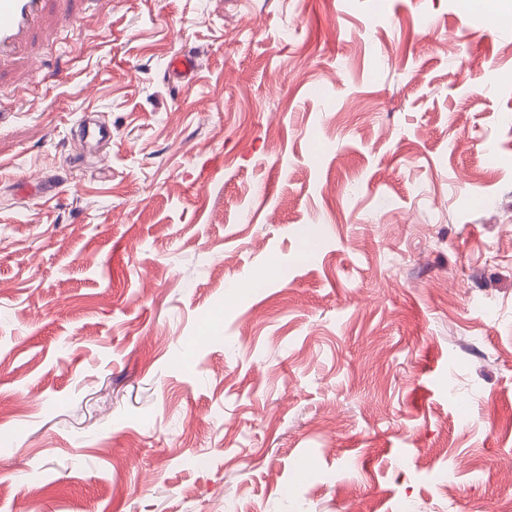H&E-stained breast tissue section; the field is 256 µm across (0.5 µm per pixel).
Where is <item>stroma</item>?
Instances as JSON below:
<instances>
[{
    "label": "stroma",
    "instance_id": "stroma-1",
    "mask_svg": "<svg viewBox=\"0 0 512 512\" xmlns=\"http://www.w3.org/2000/svg\"><path fill=\"white\" fill-rule=\"evenodd\" d=\"M509 43L485 0H59L0 72V512H505Z\"/></svg>",
    "mask_w": 512,
    "mask_h": 512
}]
</instances>
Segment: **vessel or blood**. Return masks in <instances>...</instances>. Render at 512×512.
<instances>
[{"instance_id": "vessel-or-blood-1", "label": "vessel or blood", "mask_w": 512, "mask_h": 512, "mask_svg": "<svg viewBox=\"0 0 512 512\" xmlns=\"http://www.w3.org/2000/svg\"><path fill=\"white\" fill-rule=\"evenodd\" d=\"M51 0H0V67L23 57L40 29Z\"/></svg>"}]
</instances>
